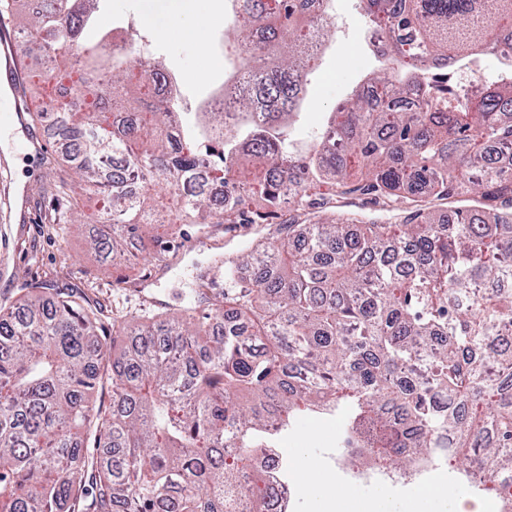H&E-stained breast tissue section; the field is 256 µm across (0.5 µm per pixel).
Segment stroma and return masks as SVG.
<instances>
[{
	"instance_id": "35a3bbf8",
	"label": "stroma",
	"mask_w": 512,
	"mask_h": 512,
	"mask_svg": "<svg viewBox=\"0 0 512 512\" xmlns=\"http://www.w3.org/2000/svg\"><path fill=\"white\" fill-rule=\"evenodd\" d=\"M171 0H100L92 24L84 29L87 42L101 39L117 23H135L155 58L179 80L185 111H198L202 101L224 84V33L228 18L202 25L191 37L179 30L159 36L146 17L166 13ZM336 33L320 67L306 88L307 107L294 136L308 139L320 126L325 112L349 97L378 64L364 43L365 19L357 0H335ZM35 55L20 53L23 104L35 107L58 98L68 111L79 112L82 100L69 95L54 96L51 85L75 81L69 65L45 62L35 65ZM42 146L8 156L0 163V303L15 300L26 284L82 294L87 301L101 302L107 311H121L129 320L159 317L187 311L200 278L210 276L216 258L237 259L258 242H271L272 230L287 223L290 214L281 210L269 226L256 230L250 225L227 227L213 224L200 230L194 220L181 226L180 238L132 240L126 246L140 263L138 276H131L123 263L111 255L90 249L89 241L103 212V198L82 195L72 202L62 186L74 173L54 142L48 125L39 124ZM201 247H193L196 239ZM337 420L304 417L283 434L280 446L290 464L294 480L296 512H321L318 496L306 491L302 473L315 464L333 487L352 484L351 470L336 465Z\"/></svg>"
}]
</instances>
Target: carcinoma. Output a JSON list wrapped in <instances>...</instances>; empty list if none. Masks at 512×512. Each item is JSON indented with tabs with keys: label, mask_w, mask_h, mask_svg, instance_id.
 I'll use <instances>...</instances> for the list:
<instances>
[{
	"label": "carcinoma",
	"mask_w": 512,
	"mask_h": 512,
	"mask_svg": "<svg viewBox=\"0 0 512 512\" xmlns=\"http://www.w3.org/2000/svg\"><path fill=\"white\" fill-rule=\"evenodd\" d=\"M99 0H53L31 17L51 28L53 56L71 52ZM390 44L396 85L371 78L329 113L314 146L288 129L311 73L304 0H247L238 28L265 34L231 48L260 78L237 99L244 120L224 128L201 112L205 153L184 148L180 112L168 132L124 112L150 103L144 81L177 79L159 65L136 72L103 46L86 47L73 95L79 120L54 108L62 137L84 144L75 174L106 199L92 248L122 256L129 239L165 223L149 205L172 190L200 224H263L282 203L322 208L323 184L387 213L358 224L283 225L273 246L224 264L222 300L136 327L64 292L30 284L0 304V512H269L268 479L254 466L301 414L342 416L350 465L387 477L440 459L462 460L468 481L512 512V70L475 98L425 80L488 51L512 49V0H360ZM365 178L350 186L349 163ZM451 199L443 220L425 196ZM110 387L111 402L98 401ZM251 477L244 494L241 480Z\"/></svg>",
	"instance_id": "1"
}]
</instances>
